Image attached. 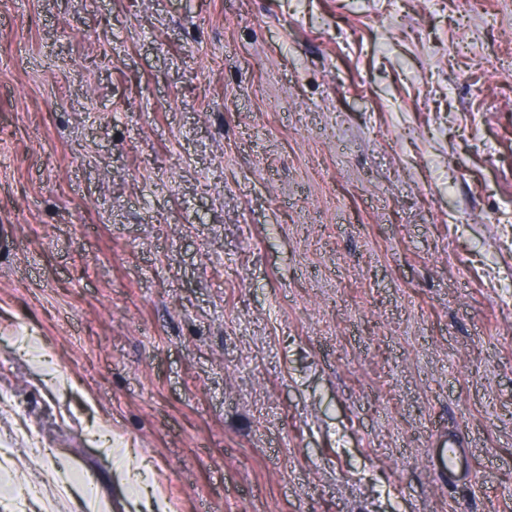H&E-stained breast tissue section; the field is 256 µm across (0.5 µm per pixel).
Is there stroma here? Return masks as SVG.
Masks as SVG:
<instances>
[{
  "instance_id": "35a3bbf8",
  "label": "stroma",
  "mask_w": 512,
  "mask_h": 512,
  "mask_svg": "<svg viewBox=\"0 0 512 512\" xmlns=\"http://www.w3.org/2000/svg\"><path fill=\"white\" fill-rule=\"evenodd\" d=\"M2 224L0 512H512V0H0ZM436 446H442V456L438 463L433 462L432 469L438 480L444 485L458 486L461 483L467 484L471 481L472 464L468 459L465 451L454 446V443L448 439L447 441H439ZM464 458L468 463V469L465 472L457 468L456 460Z\"/></svg>"
}]
</instances>
